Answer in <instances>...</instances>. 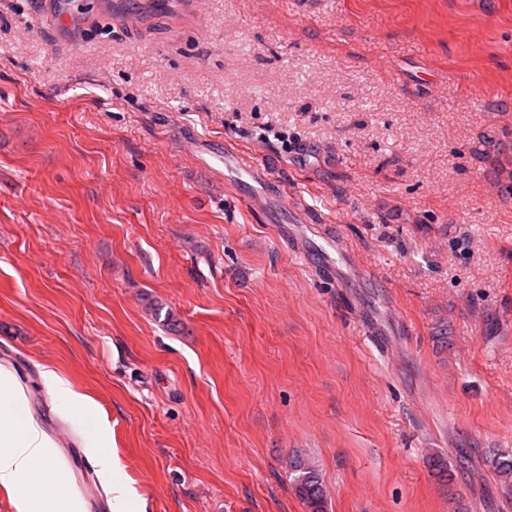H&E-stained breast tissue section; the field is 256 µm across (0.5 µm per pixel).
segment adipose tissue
Instances as JSON below:
<instances>
[{
    "label": "adipose tissue",
    "instance_id": "obj_1",
    "mask_svg": "<svg viewBox=\"0 0 512 512\" xmlns=\"http://www.w3.org/2000/svg\"><path fill=\"white\" fill-rule=\"evenodd\" d=\"M41 380L58 406L76 412L82 419L84 436L95 447L102 470L111 471L112 454L94 401L77 394L54 370L43 369ZM50 446L14 375L0 368V488L16 492L22 479L36 483L53 476Z\"/></svg>",
    "mask_w": 512,
    "mask_h": 512
}]
</instances>
